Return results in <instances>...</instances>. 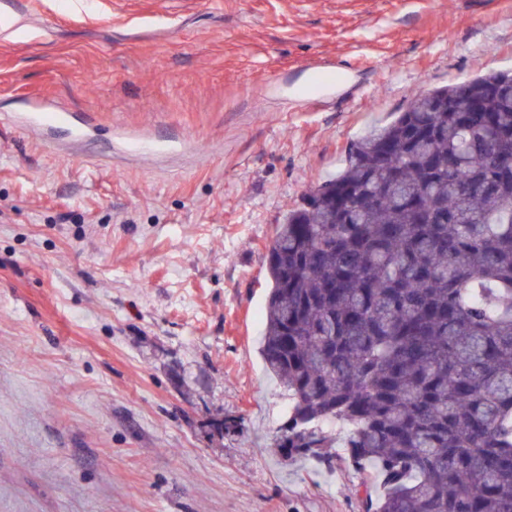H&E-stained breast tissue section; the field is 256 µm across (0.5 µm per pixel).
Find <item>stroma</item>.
Instances as JSON below:
<instances>
[{"instance_id":"1","label":"stroma","mask_w":512,"mask_h":512,"mask_svg":"<svg viewBox=\"0 0 512 512\" xmlns=\"http://www.w3.org/2000/svg\"><path fill=\"white\" fill-rule=\"evenodd\" d=\"M501 70L512 0H11L0 512H365L344 449L272 442L268 249L412 92Z\"/></svg>"}]
</instances>
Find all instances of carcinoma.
Listing matches in <instances>:
<instances>
[{
	"label": "carcinoma",
	"instance_id": "carcinoma-1",
	"mask_svg": "<svg viewBox=\"0 0 512 512\" xmlns=\"http://www.w3.org/2000/svg\"><path fill=\"white\" fill-rule=\"evenodd\" d=\"M267 272L276 447L347 449L381 479L367 512H512V74L414 92L288 211Z\"/></svg>",
	"mask_w": 512,
	"mask_h": 512
}]
</instances>
